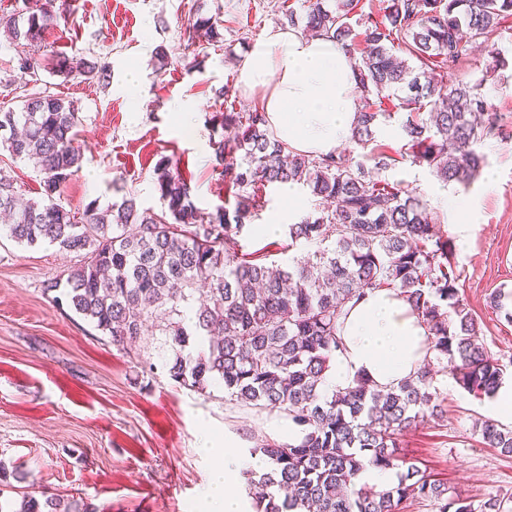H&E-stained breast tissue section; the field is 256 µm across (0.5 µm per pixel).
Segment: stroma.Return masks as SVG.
<instances>
[{
  "mask_svg": "<svg viewBox=\"0 0 512 512\" xmlns=\"http://www.w3.org/2000/svg\"><path fill=\"white\" fill-rule=\"evenodd\" d=\"M302 0H56L60 17L38 52L40 84L16 67L19 49L0 34V107L18 108L46 90L79 107L83 161L64 185L62 205L107 207L134 196L142 210L161 212L155 168L179 164L190 179L199 211L225 203L224 175L213 168L212 113L251 112L256 94L237 84L236 64L268 29L281 26L285 7ZM200 18L216 20L219 41L184 48L185 30ZM98 58L109 66L100 83L54 70L56 54ZM140 76L130 81L128 72ZM478 80L502 130L477 150L485 157L469 186L447 185L425 165L404 158L387 181L426 201L448 240V261L458 275L459 297L481 328L488 353L512 380V323L495 313L491 293L512 291V28L501 27L475 47L454 72ZM230 87L228 98L218 97ZM375 141L348 144L354 160L372 165L377 148L405 143L394 103ZM471 201L479 219L468 240L449 226L446 200ZM249 250L265 262L304 260L317 243H290L287 234L262 238L245 232ZM75 255L56 246L27 247L0 237V464L27 472L0 489V512H17L23 494L46 491L77 497L97 512H210L204 498L217 458L203 446L234 440L248 449L279 438L285 413L257 410L224 399V387L201 395L175 384L162 369L113 346L110 337L69 309L62 298ZM435 385L442 416L422 422L400 439V451L452 491L479 503L512 498V456L483 444L473 430L485 397L464 390L448 373Z\"/></svg>",
  "mask_w": 512,
  "mask_h": 512,
  "instance_id": "1",
  "label": "stroma"
}]
</instances>
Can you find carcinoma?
Masks as SVG:
<instances>
[{
    "mask_svg": "<svg viewBox=\"0 0 512 512\" xmlns=\"http://www.w3.org/2000/svg\"><path fill=\"white\" fill-rule=\"evenodd\" d=\"M55 0H35L0 26L22 47L17 68L40 81L39 51L57 25ZM360 0H311L294 26L341 42L355 58L367 99L351 133L366 145L386 112L371 98L399 92L401 124L412 162L427 165L445 184H470L484 163L474 145L499 133L497 113L481 93L482 81L445 84L469 55L512 18V0H380L379 15L353 32L349 16ZM218 38L217 23L200 19L188 28ZM365 47L356 50L355 39ZM419 62L411 68L401 55ZM103 80L108 66L63 58L58 72ZM75 102L34 93L21 108L0 110V147L30 161L42 175L43 199L20 202L11 176L0 171V211L11 223L4 235L20 245L44 243L83 262L67 278L68 307L121 349L157 337L161 368L177 384L200 394L215 381L229 400L278 410L302 428L295 444L262 442L250 449L266 467L245 473L256 489L255 512H402L408 501H428L436 512H507L489 499L479 507L449 492L448 484L408 461L398 438L441 413L436 377L450 371L469 392L491 397L503 370L479 340L472 314L460 303L457 276L448 267V240L437 235L427 203L380 173L396 162L383 150L368 167L347 154L313 156L288 150L265 113L217 112L208 119L224 129L212 142L215 166L232 180L234 206L204 215L190 199L179 168L162 160L158 190L167 210H139L133 198L82 212L54 201L81 167ZM306 186L315 213L287 226L291 243H327L304 262L266 264L244 251V231L262 210L269 185ZM395 288L428 332L430 353L416 375L397 387L372 391L359 383L326 391L327 371L342 346L339 320L346 305L375 288ZM490 307L512 323V291L490 295ZM203 346L193 354L191 345ZM478 431L485 444L512 455V428L492 419ZM398 470L389 489L357 485L366 465ZM18 512H93L81 498L23 496Z\"/></svg>",
    "mask_w": 512,
    "mask_h": 512,
    "instance_id": "carcinoma-1",
    "label": "carcinoma"
}]
</instances>
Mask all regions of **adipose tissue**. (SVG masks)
Listing matches in <instances>:
<instances>
[{"label": "adipose tissue", "mask_w": 512, "mask_h": 512, "mask_svg": "<svg viewBox=\"0 0 512 512\" xmlns=\"http://www.w3.org/2000/svg\"><path fill=\"white\" fill-rule=\"evenodd\" d=\"M236 70L242 87L259 94L277 139L290 150L325 156L349 143L361 97L358 73L341 44L276 27L252 44ZM340 323L343 347L331 361L328 389L363 380L386 390L423 366L427 331L396 290L378 288L349 303ZM262 467L258 456L225 441L224 463L207 490L211 512H244L228 491L229 479Z\"/></svg>", "instance_id": "ef3b65f1"}]
</instances>
